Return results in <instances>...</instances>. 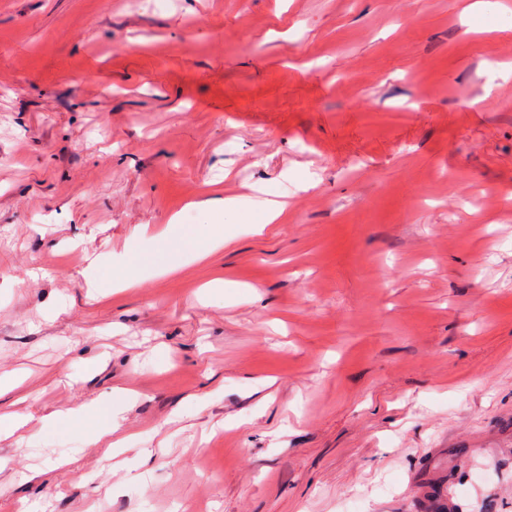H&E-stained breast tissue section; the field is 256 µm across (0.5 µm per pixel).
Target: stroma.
<instances>
[{"label": "stroma", "instance_id": "obj_1", "mask_svg": "<svg viewBox=\"0 0 512 512\" xmlns=\"http://www.w3.org/2000/svg\"><path fill=\"white\" fill-rule=\"evenodd\" d=\"M507 191L512 0H0V512H512Z\"/></svg>", "mask_w": 512, "mask_h": 512}]
</instances>
